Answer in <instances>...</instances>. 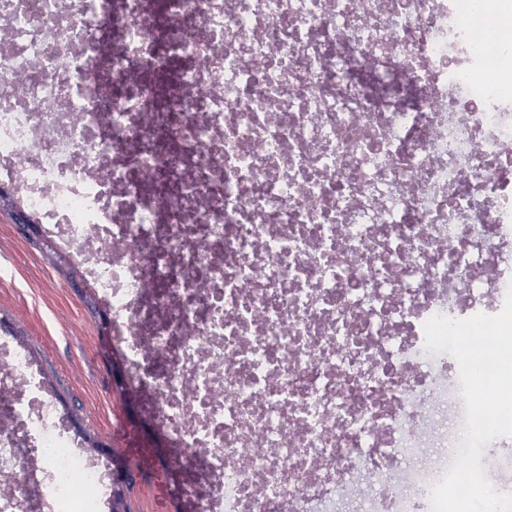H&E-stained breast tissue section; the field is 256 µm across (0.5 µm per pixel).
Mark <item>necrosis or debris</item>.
<instances>
[{
	"mask_svg": "<svg viewBox=\"0 0 512 512\" xmlns=\"http://www.w3.org/2000/svg\"><path fill=\"white\" fill-rule=\"evenodd\" d=\"M0 0V184L111 313L197 512H432L512 284V0ZM111 512L0 343V474Z\"/></svg>",
	"mask_w": 512,
	"mask_h": 512,
	"instance_id": "necrosis-or-debris-1",
	"label": "necrosis or debris"
}]
</instances>
